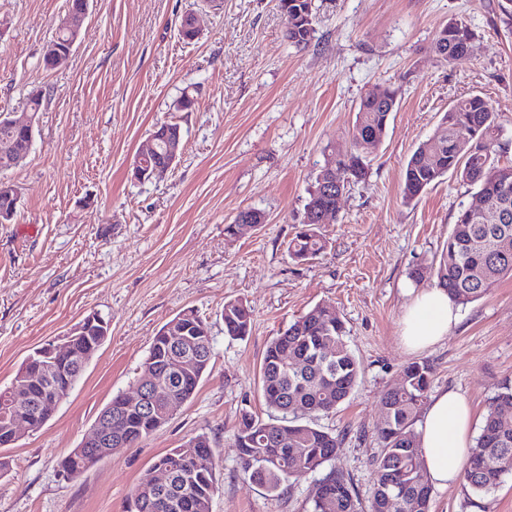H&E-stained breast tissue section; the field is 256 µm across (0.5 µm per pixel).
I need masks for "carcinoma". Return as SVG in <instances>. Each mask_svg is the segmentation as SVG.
Returning a JSON list of instances; mask_svg holds the SVG:
<instances>
[{
	"label": "carcinoma",
	"instance_id": "cac0c4a2",
	"mask_svg": "<svg viewBox=\"0 0 512 512\" xmlns=\"http://www.w3.org/2000/svg\"><path fill=\"white\" fill-rule=\"evenodd\" d=\"M315 30L300 26L286 30L285 37L294 47L310 46ZM475 33L469 24L453 20L435 35L433 51L441 62H453L467 55ZM398 100V89L387 87L377 96L365 93L359 102L352 130L351 149L335 151L336 177L359 183L370 171V142L373 131H386ZM500 116L491 100L470 94L456 100L433 131L430 140L440 148V165L428 164L424 146L410 156L401 188L409 203L431 185L451 173L476 188L475 198L483 199L486 211L480 218L471 216L474 206L459 211L448 234L434 285L445 288L458 305L484 297L502 278L512 277V165L500 168L499 182L486 176L488 167L498 160L502 129ZM30 139L0 121V150L7 148L15 156H29ZM329 178L321 168L308 190L306 208L315 213L328 209L331 196L319 191L321 180ZM325 239L313 224H304L288 244L291 256L307 261L326 249ZM224 334L235 339L247 336L252 328L250 307L240 300L224 302ZM175 329L162 326L152 341L145 365L154 369L158 381L166 383L176 373V392L183 402L190 400L206 374L212 357L209 323L193 310H184L168 321ZM86 331L72 341V357L57 358L53 370L40 366L47 349H39L20 370L25 372L26 413L34 429L42 427L51 411L43 408L52 395L70 391L82 372L75 365L90 360L109 332L105 320L85 324ZM197 337L192 369L179 367L183 357V337ZM344 322L333 316L329 307L318 304L290 324L270 342L262 361L260 379L265 405L270 410L265 421L249 413L241 417L234 436L241 469L254 476V482L270 492L279 491L287 482L323 469L336 457L339 438L310 421L304 415L328 414L354 392L361 376V365L346 340ZM432 369L425 362H412L401 370V382L386 390L380 398L384 416L379 429L382 448L375 460L374 490L368 504L356 495L349 479L331 470L311 489L309 512H431L432 485L421 464L419 433L414 426L420 420L422 405L431 385ZM7 389H0V447L15 444L19 437L10 429L5 416L11 413L5 403ZM512 406V387L506 386L493 401L484 417L480 434L470 448L463 469L462 484L467 493L482 498L500 486L503 477L512 474V413L499 410ZM112 411V447L134 448L168 422L169 403L152 402L151 409L130 406L116 394L108 403ZM273 422L288 425V446L268 435ZM212 443L198 434L158 458L169 468L172 484L164 490L147 491L136 487L132 497L146 506L130 512H210L218 489L212 467ZM95 461L73 448L60 461L65 474L78 477ZM402 496L404 510L387 507L388 497Z\"/></svg>",
	"mask_w": 512,
	"mask_h": 512
}]
</instances>
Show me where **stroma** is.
Here are the masks:
<instances>
[{
  "label": "stroma",
  "mask_w": 512,
  "mask_h": 512,
  "mask_svg": "<svg viewBox=\"0 0 512 512\" xmlns=\"http://www.w3.org/2000/svg\"><path fill=\"white\" fill-rule=\"evenodd\" d=\"M68 0H0V113L44 104L27 162L10 171L15 221L0 224V387L33 352L96 312L109 333L67 399L37 432L0 448V512H126L154 462L208 435L219 489L211 512H306L313 478L278 493L245 479L233 436L243 413L267 417L260 367L271 340L311 307L345 324L363 374L337 410L316 417L341 441L334 467L361 501L371 497L380 451L381 394L409 362L432 368L431 392L452 389L481 425L512 386V278L459 309L457 325L426 351H408L400 319L423 267L434 280L448 232L473 190L448 175L403 203L407 160L461 96L489 97L512 161V29L501 0H313L315 34L285 38L278 0H89L68 62L45 68L42 50ZM199 35H179L187 13ZM465 19L473 50L451 64L430 45ZM398 88V106L365 181L343 195L319 230L326 250L298 262L288 242L308 190L333 149L347 148L362 95ZM194 99L181 111L182 94ZM178 123L183 150L166 177L137 182L130 165L153 127ZM265 216L232 239L240 211ZM252 311L244 339L224 334L228 300ZM192 309L212 327L210 370L192 399L134 448L74 479L59 462L90 435L112 396L131 392L152 340ZM471 506L462 487L434 489L432 512H512V476Z\"/></svg>",
  "instance_id": "35a3bbf8"
}]
</instances>
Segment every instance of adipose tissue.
Wrapping results in <instances>:
<instances>
[{"label":"adipose tissue","mask_w":512,"mask_h":512,"mask_svg":"<svg viewBox=\"0 0 512 512\" xmlns=\"http://www.w3.org/2000/svg\"><path fill=\"white\" fill-rule=\"evenodd\" d=\"M401 316V339L411 351L421 352L441 341L458 321V307L439 287L411 288ZM472 410L453 390L433 395L424 410L418 432L423 465L433 486L458 484L472 446Z\"/></svg>","instance_id":"adipose-tissue-1"}]
</instances>
